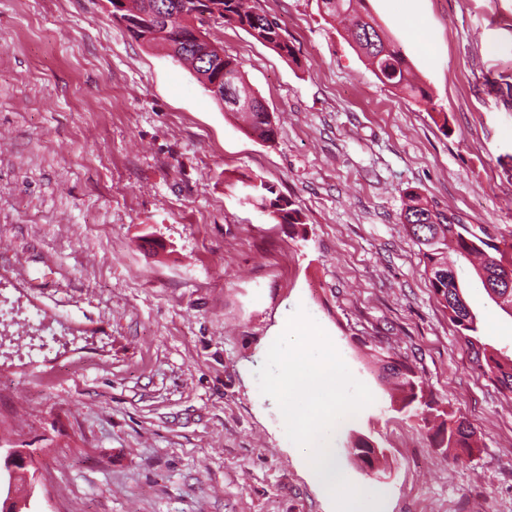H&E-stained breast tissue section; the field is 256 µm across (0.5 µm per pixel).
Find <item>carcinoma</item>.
<instances>
[{
	"label": "carcinoma",
	"mask_w": 512,
	"mask_h": 512,
	"mask_svg": "<svg viewBox=\"0 0 512 512\" xmlns=\"http://www.w3.org/2000/svg\"><path fill=\"white\" fill-rule=\"evenodd\" d=\"M155 0H137L144 13L141 25L129 33L148 45H161L174 61L189 65L197 81L203 85L219 78L233 87L242 97H249L254 106L249 110L237 109L224 102V97L211 93L224 111L243 117L248 133L265 142L274 139L276 129L265 104L244 82L241 63L234 57H218L205 42L194 37L193 21L206 11H218L225 24L246 31L258 42L269 45L292 61H298L294 47L282 34V28L268 13L247 5L246 0H167L162 20H155L152 4ZM322 13L331 20L350 22L348 37L368 59L376 77L384 84L415 100L430 98L426 87L417 82L402 48L383 35L380 25L370 14L358 13L356 4L362 0H317ZM254 204L261 207L280 224H287L296 234L305 232L302 212L292 203L274 195L273 187L266 183L255 186ZM403 224L409 235L421 246L425 272L433 296L448 314V321L473 350V360L494 382L504 395H512V355L489 352L479 346L477 316L461 295L456 262L449 253L467 260L476 257L473 269L482 286L502 311L512 316V288H503L499 282L512 279V257L492 238L480 236L470 224L460 221L448 223V214L430 207L428 201L416 192L407 195ZM378 377L400 393L398 411H408L418 405L427 411H440L436 423L427 428L430 446L444 451L454 450L453 458L461 461L470 455L475 444V431L468 420L453 412L439 409V404L425 393L423 383L414 369L391 356L377 357ZM351 453L368 469H373L374 451L362 436L350 440Z\"/></svg>",
	"instance_id": "obj_1"
}]
</instances>
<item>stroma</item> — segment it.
Masks as SVG:
<instances>
[{
  "instance_id": "obj_1",
  "label": "stroma",
  "mask_w": 512,
  "mask_h": 512,
  "mask_svg": "<svg viewBox=\"0 0 512 512\" xmlns=\"http://www.w3.org/2000/svg\"><path fill=\"white\" fill-rule=\"evenodd\" d=\"M297 61L211 23L273 113L265 143L107 0H0V441L36 452L32 512H329L256 372L304 308L374 396L382 512H512V399L436 302L405 194L512 245V0H365L432 103L383 84L317 0H254ZM444 111L447 122L435 121ZM301 209L292 235L228 180ZM490 350L512 316L463 265ZM407 362L479 439L457 464L396 412Z\"/></svg>"
}]
</instances>
